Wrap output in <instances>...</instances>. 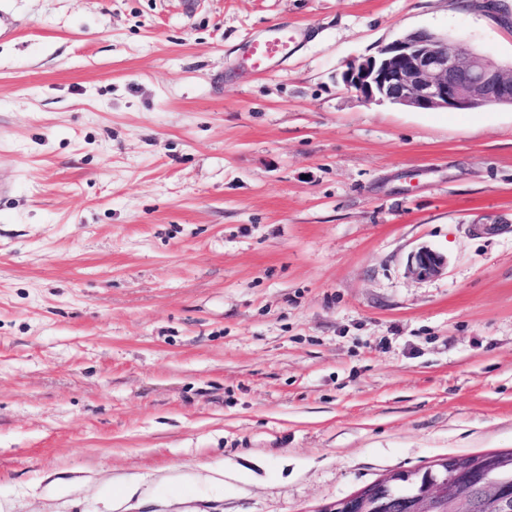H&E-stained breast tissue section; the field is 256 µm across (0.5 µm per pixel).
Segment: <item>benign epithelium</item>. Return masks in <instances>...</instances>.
Here are the masks:
<instances>
[{
    "instance_id": "7a95c632",
    "label": "benign epithelium",
    "mask_w": 512,
    "mask_h": 512,
    "mask_svg": "<svg viewBox=\"0 0 512 512\" xmlns=\"http://www.w3.org/2000/svg\"><path fill=\"white\" fill-rule=\"evenodd\" d=\"M341 79L367 104L414 111L512 107V66H491L470 46L450 48L446 38L425 30L407 33L349 64ZM447 267L444 255L421 247L411 254L408 272L427 279ZM499 465L488 453L437 460L418 485L401 484L392 473L317 512H475L478 497L497 503L501 512H512V495L496 472Z\"/></svg>"
}]
</instances>
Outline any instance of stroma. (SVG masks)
<instances>
[{
    "label": "stroma",
    "instance_id": "obj_1",
    "mask_svg": "<svg viewBox=\"0 0 512 512\" xmlns=\"http://www.w3.org/2000/svg\"><path fill=\"white\" fill-rule=\"evenodd\" d=\"M483 2L0 0V512H317L512 451V107L341 81L419 29L512 64ZM296 47L295 35L281 28L250 40L246 45V53L254 72L261 75L267 73L275 63L286 61ZM448 267V259L428 248L420 247L409 260L408 272L417 279H427L440 275Z\"/></svg>",
    "mask_w": 512,
    "mask_h": 512
}]
</instances>
